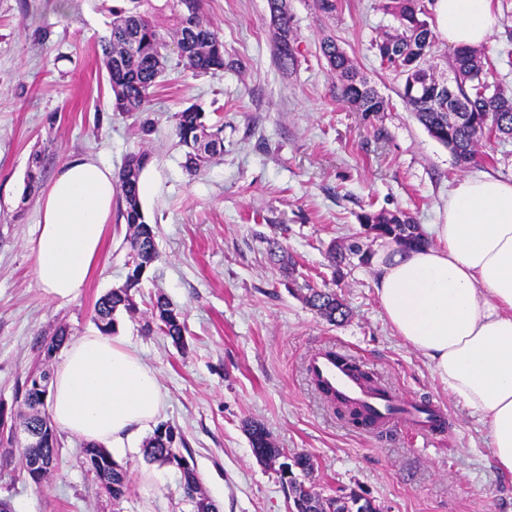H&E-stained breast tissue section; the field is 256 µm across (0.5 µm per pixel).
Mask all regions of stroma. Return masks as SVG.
Instances as JSON below:
<instances>
[{"label":"stroma","mask_w":512,"mask_h":512,"mask_svg":"<svg viewBox=\"0 0 512 512\" xmlns=\"http://www.w3.org/2000/svg\"><path fill=\"white\" fill-rule=\"evenodd\" d=\"M296 61L281 69L267 0H203L224 41L223 70L200 75L169 51L167 69L143 111H114L101 41L112 16L105 0H0V419L24 413L21 387L58 328L77 338L95 327L94 305L122 287L127 226L113 216L82 296L48 301L34 276L37 195L25 194L33 159L49 183L71 153L120 171L148 152L141 178L147 223L157 227L159 261L120 316L117 337L155 371L162 419L184 438L205 494L220 512H290V492L274 467L255 458L244 425L255 421L285 451H307L306 485L324 496L353 492L378 512H512V476L496 468L479 416L436 380L427 360L396 336L376 296L372 267L334 250L383 239L359 221L367 211L409 213L420 230L437 223L462 176L512 177V140H481L457 163L399 96L371 44L393 32L381 0H340L336 15L316 0H287ZM497 28L483 50L489 84L512 91V0H492ZM332 37L355 60L388 107L365 114L343 101L320 52ZM197 107L224 126V152L187 170L176 112ZM278 241L293 258L270 254ZM331 288L350 308L332 325L305 303L308 288ZM164 296L181 314L186 346L149 325ZM332 345L359 357L404 395L448 412L431 439L399 424L368 434L341 419L306 374V360ZM53 476L34 484L18 442L0 438V497L14 512H194L174 468L149 461L144 440L117 456L129 490L113 503L82 464V440L56 434Z\"/></svg>","instance_id":"35a3bbf8"}]
</instances>
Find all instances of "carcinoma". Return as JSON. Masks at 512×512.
I'll list each match as a JSON object with an SVG mask.
<instances>
[{
  "instance_id": "carcinoma-1",
  "label": "carcinoma",
  "mask_w": 512,
  "mask_h": 512,
  "mask_svg": "<svg viewBox=\"0 0 512 512\" xmlns=\"http://www.w3.org/2000/svg\"><path fill=\"white\" fill-rule=\"evenodd\" d=\"M153 0H122L112 9L109 38L104 40V66L114 95L117 112H139L150 101L153 89L163 74L168 50L180 49V61L195 73L224 69V42L217 29L207 22L202 0H191L192 9L185 11L184 0H163V7L173 12L172 27L156 24L151 19ZM268 7L279 29L276 58L286 68L295 59L290 18L286 0H268ZM382 9L398 23L397 32L373 43L381 66L396 72L403 83L399 95L412 108L428 134L448 148L457 162L466 164L476 155L480 137L512 139V95L501 88L491 89L484 80L488 60L481 50L461 47L448 59L453 75L451 89L435 80L430 64L433 34L424 0H383ZM321 53L330 71L340 81L342 98L359 112H383L386 101L359 72L347 52L334 39L321 42ZM197 109L188 107L175 116L179 144L185 147V167L197 168L205 159L224 151V126L208 127ZM147 160L144 153L128 157L118 176L120 216L127 224L130 244L128 274L123 287L100 297L94 305V320L105 334L115 330L117 316L137 312L131 290L138 287L148 267L159 258L154 227L145 221L140 200V178ZM361 224L380 237L392 239L399 246L412 248L428 243L412 216L406 212H366ZM306 303L330 323L346 320L349 307L333 291L310 289ZM152 317L158 329L173 344L185 347V326L180 313L163 297L153 304ZM23 402L30 410L28 423L41 426L39 400L26 388ZM253 453L266 464L278 465L281 479L292 493V512H378L372 501L361 494L324 497L299 480L314 470V460L306 452L288 454L278 448L270 432L260 423L245 424ZM57 441L40 448H25L22 456L40 455L57 465ZM184 436L176 427L168 426V434L155 429L145 444L152 462L171 466L180 464L179 473L185 496L194 503L195 512H219V506L207 497L201 487L195 466L181 454ZM84 463L112 497L120 500L126 493L129 478L117 462L102 469L101 462L112 458L103 446L88 445L83 449Z\"/></svg>"
}]
</instances>
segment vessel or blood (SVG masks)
<instances>
[{
    "instance_id": "b4317fda",
    "label": "vessel or blood",
    "mask_w": 512,
    "mask_h": 512,
    "mask_svg": "<svg viewBox=\"0 0 512 512\" xmlns=\"http://www.w3.org/2000/svg\"><path fill=\"white\" fill-rule=\"evenodd\" d=\"M355 358L339 349H320L307 361V374L323 395L362 411L366 418L362 429L373 432L406 423L424 436L442 434L447 417L441 406L419 405L394 392L366 382L353 368Z\"/></svg>"
}]
</instances>
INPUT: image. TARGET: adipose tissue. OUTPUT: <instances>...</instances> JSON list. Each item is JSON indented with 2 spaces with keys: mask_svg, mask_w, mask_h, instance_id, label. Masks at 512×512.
<instances>
[{
  "mask_svg": "<svg viewBox=\"0 0 512 512\" xmlns=\"http://www.w3.org/2000/svg\"><path fill=\"white\" fill-rule=\"evenodd\" d=\"M491 0H435L449 46L486 44ZM111 166L69 155L40 197L34 274L49 300L80 296L117 204ZM433 245H388L372 259L378 304L433 376L480 415L501 472L512 474V179L458 178ZM154 370L122 340L89 331L68 343L48 408L54 425L123 453L160 418Z\"/></svg>",
  "mask_w": 512,
  "mask_h": 512,
  "instance_id": "obj_1",
  "label": "adipose tissue"
}]
</instances>
